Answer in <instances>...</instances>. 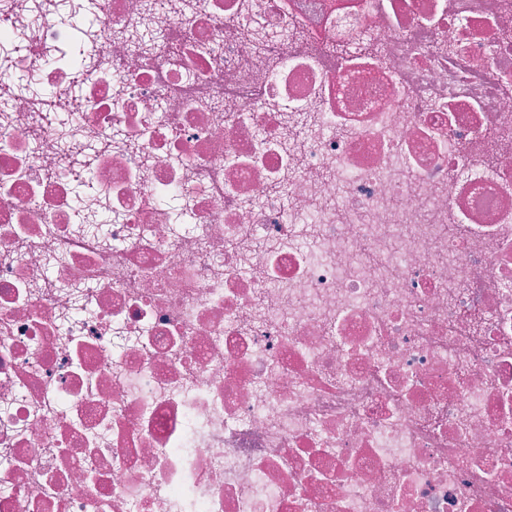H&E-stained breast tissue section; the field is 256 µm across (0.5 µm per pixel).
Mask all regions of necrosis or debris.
<instances>
[{
	"mask_svg": "<svg viewBox=\"0 0 512 512\" xmlns=\"http://www.w3.org/2000/svg\"><path fill=\"white\" fill-rule=\"evenodd\" d=\"M10 70L81 117L0 111V512H512V0H0Z\"/></svg>",
	"mask_w": 512,
	"mask_h": 512,
	"instance_id": "1",
	"label": "necrosis or debris"
}]
</instances>
